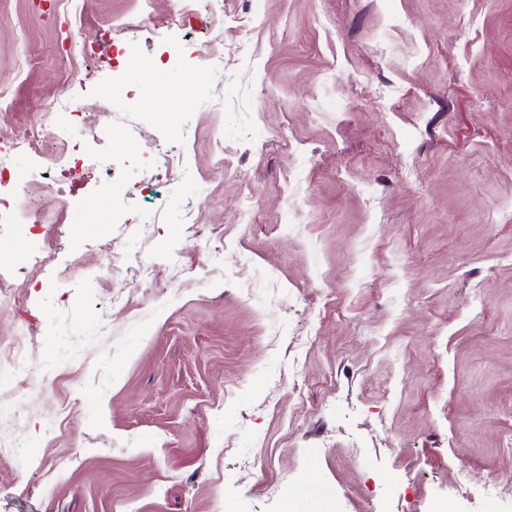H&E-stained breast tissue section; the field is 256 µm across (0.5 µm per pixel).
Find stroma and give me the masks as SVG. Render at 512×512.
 <instances>
[{
    "instance_id": "35a3bbf8",
    "label": "stroma",
    "mask_w": 512,
    "mask_h": 512,
    "mask_svg": "<svg viewBox=\"0 0 512 512\" xmlns=\"http://www.w3.org/2000/svg\"><path fill=\"white\" fill-rule=\"evenodd\" d=\"M221 2L0 0V141L85 116L10 157L56 262L0 227V512H512V0ZM70 105L71 101L67 97H56L53 100L42 103L37 116V126L31 127L28 145L31 146L39 141L41 131L47 125L54 128L58 139L66 140L69 136L68 128L57 126L55 119L57 112L67 110Z\"/></svg>"
}]
</instances>
